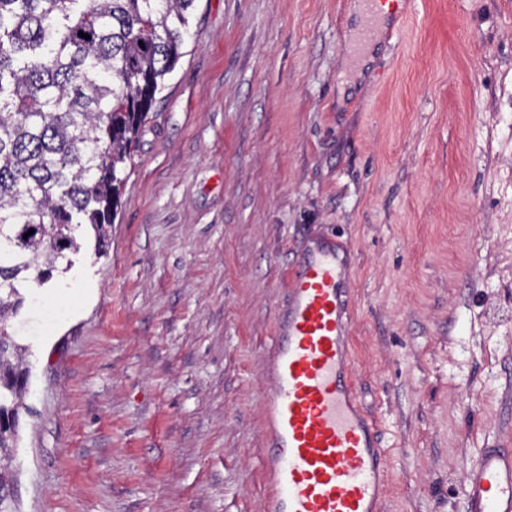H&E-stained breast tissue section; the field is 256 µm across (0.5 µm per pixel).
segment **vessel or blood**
<instances>
[{
    "instance_id": "1",
    "label": "vessel or blood",
    "mask_w": 512,
    "mask_h": 512,
    "mask_svg": "<svg viewBox=\"0 0 512 512\" xmlns=\"http://www.w3.org/2000/svg\"><path fill=\"white\" fill-rule=\"evenodd\" d=\"M408 0L381 18L378 0L361 41L399 30ZM350 250L335 234L301 241L275 315L265 403L264 512H380L390 478L375 420L358 402L350 363ZM466 512H512V450L483 448L462 486Z\"/></svg>"
}]
</instances>
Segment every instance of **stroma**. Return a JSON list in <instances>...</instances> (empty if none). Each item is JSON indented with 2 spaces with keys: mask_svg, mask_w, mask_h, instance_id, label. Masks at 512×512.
Here are the masks:
<instances>
[{
  "mask_svg": "<svg viewBox=\"0 0 512 512\" xmlns=\"http://www.w3.org/2000/svg\"><path fill=\"white\" fill-rule=\"evenodd\" d=\"M360 24L356 0H197L106 255L9 320L19 512H263L267 353L311 233L352 250L381 512H465L476 450L512 448V0H410L359 61Z\"/></svg>",
  "mask_w": 512,
  "mask_h": 512,
  "instance_id": "1",
  "label": "stroma"
}]
</instances>
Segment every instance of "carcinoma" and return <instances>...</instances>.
Wrapping results in <instances>:
<instances>
[{
  "instance_id": "cac0c4a2",
  "label": "carcinoma",
  "mask_w": 512,
  "mask_h": 512,
  "mask_svg": "<svg viewBox=\"0 0 512 512\" xmlns=\"http://www.w3.org/2000/svg\"><path fill=\"white\" fill-rule=\"evenodd\" d=\"M194 3L0 0V492L15 485L27 375L7 320L27 283L71 265L83 245L75 228L105 250L126 163L190 37Z\"/></svg>"
}]
</instances>
